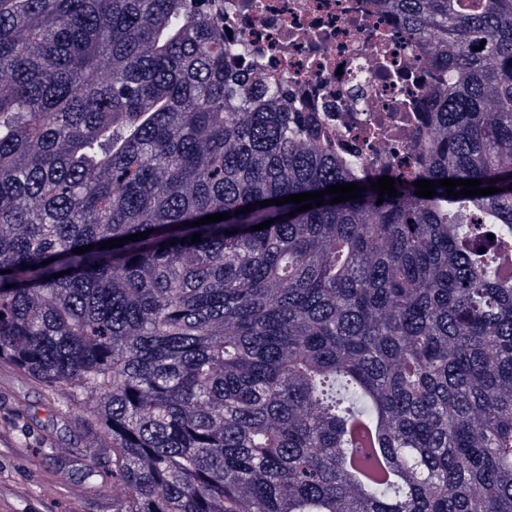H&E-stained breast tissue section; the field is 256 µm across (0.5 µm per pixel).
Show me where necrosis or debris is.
<instances>
[{
  "label": "necrosis or debris",
  "instance_id": "obj_1",
  "mask_svg": "<svg viewBox=\"0 0 512 512\" xmlns=\"http://www.w3.org/2000/svg\"><path fill=\"white\" fill-rule=\"evenodd\" d=\"M224 45L251 86L285 88L289 111L318 118L337 150L364 171L413 169L433 82L400 20L376 0H222Z\"/></svg>",
  "mask_w": 512,
  "mask_h": 512
}]
</instances>
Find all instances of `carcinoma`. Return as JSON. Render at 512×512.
Here are the masks:
<instances>
[{
	"instance_id": "obj_1",
	"label": "carcinoma",
	"mask_w": 512,
	"mask_h": 512,
	"mask_svg": "<svg viewBox=\"0 0 512 512\" xmlns=\"http://www.w3.org/2000/svg\"><path fill=\"white\" fill-rule=\"evenodd\" d=\"M380 9L446 79L378 205L218 6L0 0V360L106 432L116 512H512V0Z\"/></svg>"
}]
</instances>
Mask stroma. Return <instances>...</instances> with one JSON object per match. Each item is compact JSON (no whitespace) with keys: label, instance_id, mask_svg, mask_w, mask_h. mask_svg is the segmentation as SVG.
<instances>
[{"label":"stroma","instance_id":"stroma-1","mask_svg":"<svg viewBox=\"0 0 512 512\" xmlns=\"http://www.w3.org/2000/svg\"><path fill=\"white\" fill-rule=\"evenodd\" d=\"M104 439L59 417L42 385L0 361V512H115L111 489L88 477L83 455Z\"/></svg>","mask_w":512,"mask_h":512}]
</instances>
